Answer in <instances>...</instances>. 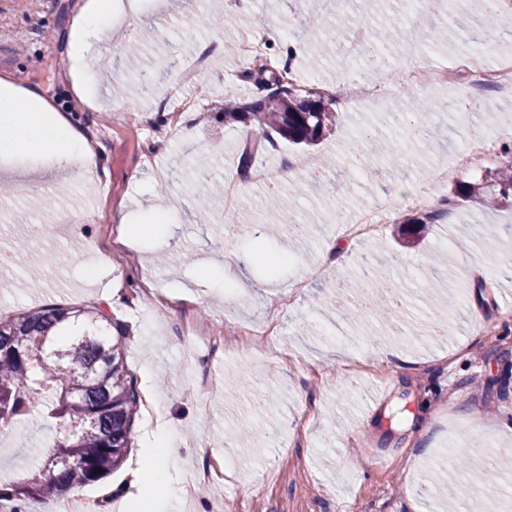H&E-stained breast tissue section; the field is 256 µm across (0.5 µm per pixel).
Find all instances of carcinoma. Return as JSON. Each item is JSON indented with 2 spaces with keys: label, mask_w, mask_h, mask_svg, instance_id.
<instances>
[{
  "label": "carcinoma",
  "mask_w": 512,
  "mask_h": 512,
  "mask_svg": "<svg viewBox=\"0 0 512 512\" xmlns=\"http://www.w3.org/2000/svg\"><path fill=\"white\" fill-rule=\"evenodd\" d=\"M249 78L268 92L245 105L224 109V122H246L260 138L247 145L240 165L248 170L262 140L277 135L310 147L336 126V112L323 99H305L282 83L277 70L263 67ZM486 194L491 205L512 197V171H501L480 189L461 183L456 198ZM112 321L85 307L46 305L0 314V429L21 428L34 408L60 425L54 448L37 462L30 479L0 489V501L21 512L30 499L62 496L94 485L119 468L131 445L138 413L136 381L126 362L124 336Z\"/></svg>",
  "instance_id": "cac0c4a2"
}]
</instances>
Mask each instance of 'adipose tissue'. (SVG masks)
Returning <instances> with one entry per match:
<instances>
[{"mask_svg":"<svg viewBox=\"0 0 512 512\" xmlns=\"http://www.w3.org/2000/svg\"><path fill=\"white\" fill-rule=\"evenodd\" d=\"M124 0H92L80 15L82 34L71 39V58L83 59L90 48L102 42L113 16L125 12ZM9 81L0 82V156L24 151L32 156L51 155L58 169L78 172L92 154L90 144L41 94L28 90L23 97L10 91Z\"/></svg>","mask_w":512,"mask_h":512,"instance_id":"1","label":"adipose tissue"}]
</instances>
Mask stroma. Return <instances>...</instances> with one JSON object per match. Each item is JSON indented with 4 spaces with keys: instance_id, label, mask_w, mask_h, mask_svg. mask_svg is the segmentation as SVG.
<instances>
[{
    "instance_id": "35a3bbf8",
    "label": "stroma",
    "mask_w": 512,
    "mask_h": 512,
    "mask_svg": "<svg viewBox=\"0 0 512 512\" xmlns=\"http://www.w3.org/2000/svg\"><path fill=\"white\" fill-rule=\"evenodd\" d=\"M83 0H0V76L15 89L40 88L59 112L70 113L82 134L94 137L106 195L92 178L67 180L26 154L0 164V312L19 313L48 304L96 307L125 334L128 365L139 393L150 394L155 416L139 413L133 447L120 469L96 485L75 489L90 512H457L467 483L456 469L471 441L494 451L512 450V208L485 210L468 202L453 224H431L418 242L397 233L404 215L424 211V190L451 194L459 183H481L490 167L461 172L433 185V169L452 162L469 129L452 122L449 105L461 88L423 93L409 69L452 70L468 54L512 59V32L488 27L473 0H456L451 17L424 0L403 8L398 0H366L362 10L337 14L321 0H140L121 20L120 37L89 60L84 74L96 111L71 106L72 63L66 35ZM338 18L339 30L368 23L389 40L391 67L370 71L362 63L340 69L342 41L325 40L312 14ZM259 30L271 55L293 51L291 66L310 96L358 78L383 84L382 108L349 104L336 128L311 149L315 168L293 195L292 180L244 184L238 212L252 230L240 235L235 220L214 213L196 223L194 183L224 184L240 177L248 138L245 123H225L227 100L257 94L244 74L250 66L231 52L239 33ZM141 48L138 58L125 54ZM210 52L211 79L192 88L196 99L184 128L158 143L166 123L160 109L169 87L193 54ZM472 123L487 133L494 154L512 144V99L487 96L470 104ZM400 147L386 158L388 142ZM377 155L375 173L364 160ZM393 204L390 224L372 238L344 239L341 227L356 210ZM310 224L295 243L280 222L281 210ZM153 232L118 244L119 220L144 219ZM336 242L335 263L323 246ZM96 252L88 267L84 257ZM26 255L41 271L27 282ZM403 288L398 312L381 313L393 295L362 275L373 255ZM358 288L368 309L364 322L342 309L314 308L321 296ZM291 291L280 343L295 357L281 363L257 341L227 356L186 333L185 317L223 319L225 332L239 323L260 324L266 300ZM178 306L168 312L167 303ZM379 403H371L376 390ZM57 431L33 416L25 430L0 434V487L23 482L27 451L51 448ZM166 435L185 447L163 474L135 480L145 450ZM380 466H372L373 456ZM224 459V477L196 480L199 469Z\"/></svg>"
}]
</instances>
